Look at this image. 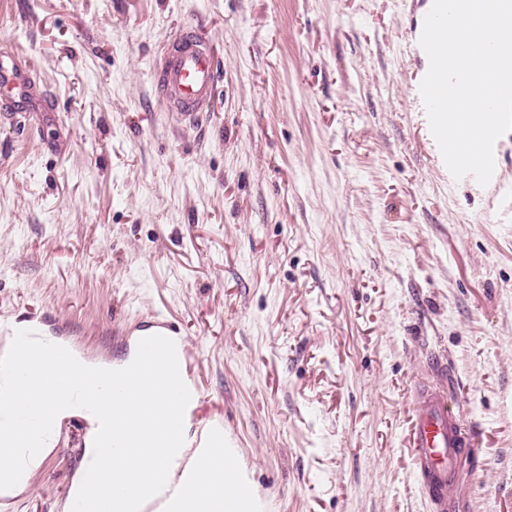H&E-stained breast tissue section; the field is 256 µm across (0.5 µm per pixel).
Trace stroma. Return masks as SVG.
<instances>
[{
  "label": "stroma",
  "instance_id": "35a3bbf8",
  "mask_svg": "<svg viewBox=\"0 0 512 512\" xmlns=\"http://www.w3.org/2000/svg\"><path fill=\"white\" fill-rule=\"evenodd\" d=\"M425 0H0L44 90L0 123V337L28 321L123 358L178 324L192 419L263 512H429L404 437L448 363L474 433L453 512H512V132L499 185L449 176L420 110ZM199 26L221 78L197 127L161 104ZM87 423L0 512H67Z\"/></svg>",
  "mask_w": 512,
  "mask_h": 512
}]
</instances>
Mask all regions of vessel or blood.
Wrapping results in <instances>:
<instances>
[{
    "mask_svg": "<svg viewBox=\"0 0 512 512\" xmlns=\"http://www.w3.org/2000/svg\"><path fill=\"white\" fill-rule=\"evenodd\" d=\"M218 68L197 28L185 26L164 54L156 78L165 108L185 126L206 112ZM33 87L26 67L14 55H0V119L14 121L26 112ZM451 388L425 383L414 392L406 446L419 490L432 512H451L458 482L457 460L473 446V438L449 403Z\"/></svg>",
    "mask_w": 512,
    "mask_h": 512,
    "instance_id": "vessel-or-blood-1",
    "label": "vessel or blood"
}]
</instances>
